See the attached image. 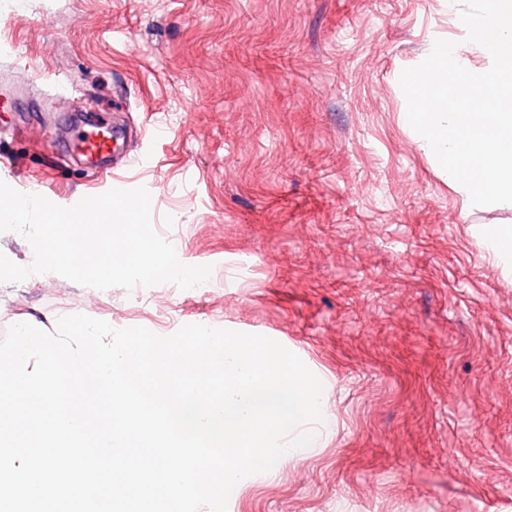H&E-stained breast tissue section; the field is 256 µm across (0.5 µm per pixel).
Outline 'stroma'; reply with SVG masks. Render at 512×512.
Listing matches in <instances>:
<instances>
[{
    "label": "stroma",
    "mask_w": 512,
    "mask_h": 512,
    "mask_svg": "<svg viewBox=\"0 0 512 512\" xmlns=\"http://www.w3.org/2000/svg\"><path fill=\"white\" fill-rule=\"evenodd\" d=\"M461 0H0V180L61 207L99 172L74 107L125 131L123 189L207 292L59 275L0 286V338L85 314L271 338L332 408L318 447L228 512H512V267L405 122L404 69L463 42Z\"/></svg>",
    "instance_id": "stroma-1"
}]
</instances>
